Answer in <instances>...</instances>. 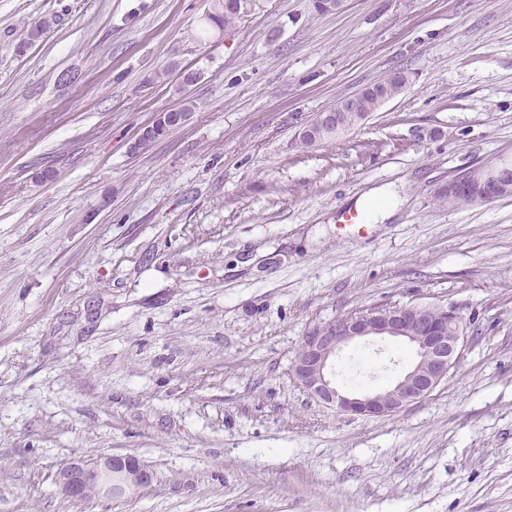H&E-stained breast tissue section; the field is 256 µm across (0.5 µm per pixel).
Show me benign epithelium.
<instances>
[{
    "mask_svg": "<svg viewBox=\"0 0 512 512\" xmlns=\"http://www.w3.org/2000/svg\"><path fill=\"white\" fill-rule=\"evenodd\" d=\"M187 120L182 112H163L143 126L131 144L136 151L154 139L155 130ZM314 124L339 128L344 112L336 105L318 113ZM400 340L415 351L407 372L389 387L350 396L336 387L332 362L348 344L362 338ZM465 340L458 314L444 308L434 314L430 305L371 308L334 319L304 338L290 366L298 386L313 400L347 416H391L428 397L454 368ZM152 473L136 456L109 455L68 462L57 473V482L72 498L89 490L118 498L148 485Z\"/></svg>",
    "mask_w": 512,
    "mask_h": 512,
    "instance_id": "obj_1",
    "label": "benign epithelium"
}]
</instances>
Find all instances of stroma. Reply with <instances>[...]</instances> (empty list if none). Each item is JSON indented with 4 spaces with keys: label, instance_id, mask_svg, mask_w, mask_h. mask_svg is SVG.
Segmentation results:
<instances>
[{
    "label": "stroma",
    "instance_id": "stroma-1",
    "mask_svg": "<svg viewBox=\"0 0 512 512\" xmlns=\"http://www.w3.org/2000/svg\"><path fill=\"white\" fill-rule=\"evenodd\" d=\"M212 8L0 0V512H512V196L442 197L512 157V0H255L221 34ZM394 68L404 93L301 145ZM186 97L184 124L130 152ZM380 190L392 216L341 222ZM414 304L468 326L423 401L350 417L291 377L313 329ZM407 362L359 342L336 383ZM112 454L151 483L63 494L64 464Z\"/></svg>",
    "mask_w": 512,
    "mask_h": 512
}]
</instances>
